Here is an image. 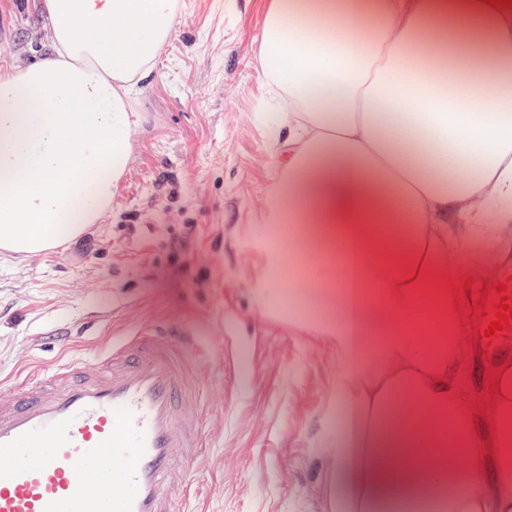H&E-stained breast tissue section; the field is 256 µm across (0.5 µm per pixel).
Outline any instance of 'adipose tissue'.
Masks as SVG:
<instances>
[{
  "label": "adipose tissue",
  "mask_w": 512,
  "mask_h": 512,
  "mask_svg": "<svg viewBox=\"0 0 512 512\" xmlns=\"http://www.w3.org/2000/svg\"><path fill=\"white\" fill-rule=\"evenodd\" d=\"M41 10L51 53L0 72V248L24 255L109 211L176 0ZM254 71L274 168L264 221L290 241L269 266L338 297L298 321L334 354L328 402L344 413L318 440L323 512H512V365L494 362L491 399L459 378L470 318L453 284L487 275L472 254L492 260L512 228V4L271 0ZM368 334L381 365L361 353Z\"/></svg>",
  "instance_id": "adipose-tissue-1"
}]
</instances>
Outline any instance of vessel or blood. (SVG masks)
Listing matches in <instances>:
<instances>
[{"label":"vessel or blood","instance_id":"1","mask_svg":"<svg viewBox=\"0 0 512 512\" xmlns=\"http://www.w3.org/2000/svg\"><path fill=\"white\" fill-rule=\"evenodd\" d=\"M193 340L174 325L23 377L0 402V512H177L204 447Z\"/></svg>","mask_w":512,"mask_h":512}]
</instances>
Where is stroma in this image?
Masks as SVG:
<instances>
[{
	"label": "stroma",
	"mask_w": 512,
	"mask_h": 512,
	"mask_svg": "<svg viewBox=\"0 0 512 512\" xmlns=\"http://www.w3.org/2000/svg\"><path fill=\"white\" fill-rule=\"evenodd\" d=\"M39 0H0V67L49 48ZM270 0H178L174 32L136 100L128 167L101 223L53 250L0 252V383L67 350L157 322L198 349L206 447L188 458L196 489L181 512H319L312 450L335 361L289 316L318 313L320 291L267 276L258 228L273 164L254 121V55ZM495 352L473 342L461 373L475 394Z\"/></svg>",
	"instance_id": "stroma-1"
}]
</instances>
